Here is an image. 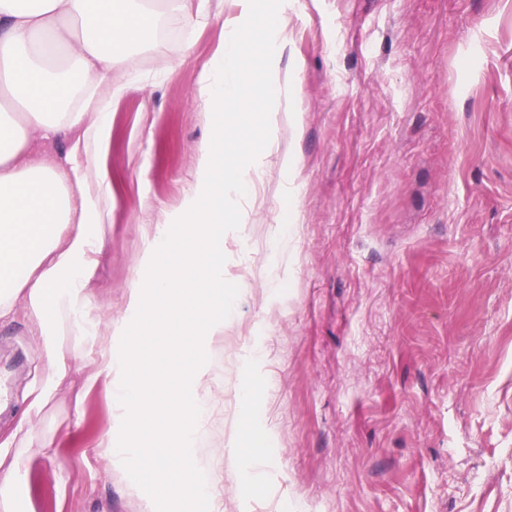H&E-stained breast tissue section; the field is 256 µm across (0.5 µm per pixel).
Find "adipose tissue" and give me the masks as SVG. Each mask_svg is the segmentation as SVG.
Wrapping results in <instances>:
<instances>
[{"instance_id": "ef3b65f1", "label": "adipose tissue", "mask_w": 512, "mask_h": 512, "mask_svg": "<svg viewBox=\"0 0 512 512\" xmlns=\"http://www.w3.org/2000/svg\"><path fill=\"white\" fill-rule=\"evenodd\" d=\"M151 0H0V322L23 305L48 363L45 383L29 407L40 414L68 385L78 360L93 357L111 379L115 427L159 422L178 433L176 448H157L159 466L177 471L207 495L209 475L194 461L195 442L211 393L207 363L189 373L166 371L162 394L131 384L129 368L144 362L145 312L181 308V291L196 287L206 309L202 325L183 330L187 344L224 334V193L241 184L240 166L204 142L195 180L181 209L162 213L145 262L152 275L129 292L126 318L102 323L90 290L103 255L107 214L97 188L105 176L91 158L108 132L112 71L154 36ZM213 61L202 68L199 95L207 107L242 125L257 67L252 44L235 22ZM69 138L63 156L39 158L41 142ZM180 224L191 249L177 251L168 225ZM71 347H64V340ZM27 480L21 451L0 448V512H22Z\"/></svg>"}]
</instances>
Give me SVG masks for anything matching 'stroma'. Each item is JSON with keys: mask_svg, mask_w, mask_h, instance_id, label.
Instances as JSON below:
<instances>
[{"mask_svg": "<svg viewBox=\"0 0 512 512\" xmlns=\"http://www.w3.org/2000/svg\"><path fill=\"white\" fill-rule=\"evenodd\" d=\"M185 4L113 71L128 88L94 157L112 230L92 292L102 318L125 317L150 225L223 138L249 180L224 200V337L184 343L202 319L187 290L143 343L210 368L195 461L218 512H512V0H209L201 24ZM228 20L267 32L240 131L198 95ZM285 77L293 92L270 97ZM78 368L95 383L30 420L28 512H199L147 455L177 433L112 435L108 379ZM45 378L16 307L0 445ZM241 427L271 449L263 464L232 448ZM110 435L135 454L115 462Z\"/></svg>", "mask_w": 512, "mask_h": 512, "instance_id": "stroma-1", "label": "stroma"}]
</instances>
